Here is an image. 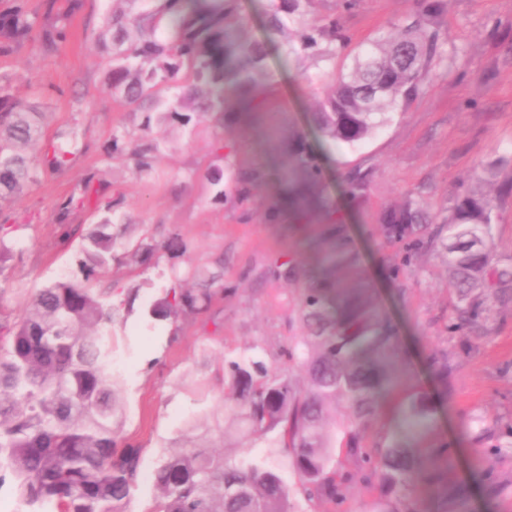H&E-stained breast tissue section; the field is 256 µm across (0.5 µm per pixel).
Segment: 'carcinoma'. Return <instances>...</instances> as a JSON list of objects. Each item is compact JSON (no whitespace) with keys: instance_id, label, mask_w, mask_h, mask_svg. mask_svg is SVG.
Returning a JSON list of instances; mask_svg holds the SVG:
<instances>
[{"instance_id":"cac0c4a2","label":"carcinoma","mask_w":512,"mask_h":512,"mask_svg":"<svg viewBox=\"0 0 512 512\" xmlns=\"http://www.w3.org/2000/svg\"><path fill=\"white\" fill-rule=\"evenodd\" d=\"M138 12L112 10L104 18L96 48L112 49L105 84L132 112H156L188 127L208 114L224 116L226 102L235 112H257L268 87L266 45L241 38L229 19L237 0H147ZM310 0H270L266 27L282 35L298 23ZM443 0L427 4L378 40L362 44L351 66L336 69V58L349 38L326 16L315 20L290 47L295 55H313L325 65L319 78L326 85L313 112L321 136L334 144L355 146L402 112L421 91L433 63L442 58L443 42L429 30V17ZM82 7L70 0L69 11L47 21L46 15L19 6L0 11V54L11 44L36 37L46 53L65 38L68 19ZM43 113L16 100L0 84V199L21 193L46 172H60L71 162L66 144L48 143L28 155L17 145L35 142ZM167 153L161 141L148 140L132 151L135 168L144 172ZM292 169L308 186L320 185L319 158L303 141L291 149ZM369 174L353 173L347 193L365 196ZM84 200L73 195L57 204V222ZM121 201L104 207L99 224L83 236L76 258L80 276L53 282L35 293L15 320L0 315V468L16 481L18 512H127L139 480L140 458L120 448L114 429L122 418L119 381L112 375V332L86 334L91 325L108 327L119 315L113 289L97 292L90 281L115 259L117 246L109 227L122 222ZM425 222L409 203L382 219L394 236L414 235ZM495 207L478 190L458 197L448 218L442 244L457 295L448 332L478 331L490 320L499 291L512 292V266L493 263ZM21 224L0 222V271L12 257ZM175 278L166 296L151 309L159 319L180 310L207 308L211 293L178 289ZM326 286L307 289L302 322L307 335L289 350V360L306 371L308 389L298 390L288 373L250 356L224 359L221 413L199 435L201 443L162 458L153 473L161 493L151 512H293L302 497L336 507L343 505L351 474L336 469V434L325 427L330 406L347 405L343 427L346 453L364 471L365 480L395 499L381 497L372 512H414L408 494L419 469L420 449L396 441L378 454L360 445L362 433L384 405L387 375L383 357L396 340L388 324L373 320L370 304L354 298L339 315L329 310ZM431 408L412 398L401 409L407 422L424 418ZM236 425L250 440L272 438L289 449L296 477L288 484L281 472L252 459H229L208 451L212 437L224 438L226 424ZM498 438L490 445L501 453L512 449V419H496Z\"/></svg>"}]
</instances>
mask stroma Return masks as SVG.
I'll list each match as a JSON object with an SVG mask.
<instances>
[{
  "instance_id": "1",
  "label": "stroma",
  "mask_w": 512,
  "mask_h": 512,
  "mask_svg": "<svg viewBox=\"0 0 512 512\" xmlns=\"http://www.w3.org/2000/svg\"><path fill=\"white\" fill-rule=\"evenodd\" d=\"M268 4L238 2L241 35L269 41L266 105L248 114L225 113L220 122L204 116L192 130L156 118L141 131L142 114L126 111L107 90L109 59L94 46L107 0H83L81 10L69 15L57 52L44 53L30 37L0 56L10 94L47 115L42 142L72 131L79 135L78 152L64 171L44 174L20 196L0 203V214L21 226L0 272V308L19 316L27 294L75 275L74 251L62 244L56 204L81 194L88 173H98L107 189L90 207L70 213L76 236L98 224L104 205L117 198L127 217L112 228L120 241L161 244L171 229L179 230L184 255L161 250L138 263L120 253L91 283L98 290H122L112 326L119 338L112 371L123 408L118 435L140 452L143 479L131 493L128 512H146L158 496L146 475L163 456L188 444L189 425L209 421L220 404L225 357L258 349L270 366L290 367L292 378L306 386L288 349L301 334L299 310L313 285L315 252L336 250L337 297L366 299L397 338L385 366L393 385L389 412L370 426L366 444L402 440L420 448L430 477L417 480L410 492L415 512H512V452L487 454L473 443L492 430L494 417L512 416V299L496 304L484 337L449 336L455 295L442 250L412 248L409 238L387 235L380 222L384 211L411 200L429 216L425 233L441 229L453 199L476 185L492 163L497 177L484 190L498 215L496 254L502 264L512 263V0H447L432 23L444 54L421 93L364 142L332 148L311 122L323 90L319 65L310 57L285 56L284 38H268ZM415 7L414 0H359L352 9L343 0H310L305 17H334L356 46L390 31ZM119 128L130 138L127 152L116 156L112 134ZM144 133L166 141L169 150L154 172L139 175L129 150ZM300 139L319 153L323 166L322 204L305 223L289 209V185L278 176ZM212 167L224 171L223 193L204 178ZM355 171L371 175L358 203L345 191ZM255 172L265 173V180L240 197L236 175ZM191 268L197 277L188 276ZM176 270L184 274L182 288L208 287L211 301L201 311L154 319L149 311L165 297ZM217 270L222 278L203 282L204 273ZM442 353L452 364L444 380L432 368L433 356ZM412 397L425 398L432 408L416 427L394 417ZM443 447L452 448V455H440ZM224 453L281 469L288 460L287 449L233 434L224 440ZM483 472L496 477L498 490L479 482ZM458 487L465 492L462 501L445 506Z\"/></svg>"
}]
</instances>
